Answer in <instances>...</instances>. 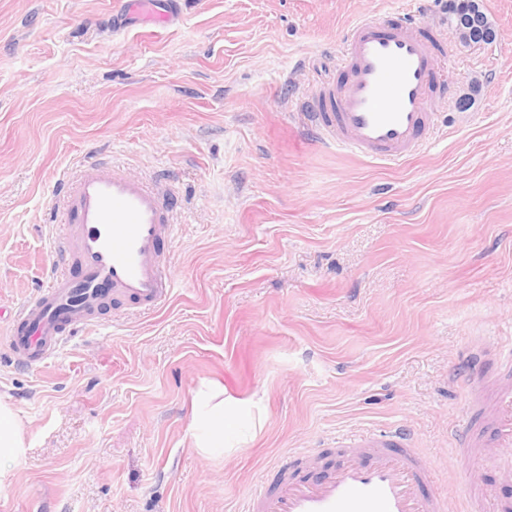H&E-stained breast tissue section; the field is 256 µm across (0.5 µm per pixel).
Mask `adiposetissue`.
I'll list each match as a JSON object with an SVG mask.
<instances>
[{
	"label": "adipose tissue",
	"mask_w": 512,
	"mask_h": 512,
	"mask_svg": "<svg viewBox=\"0 0 512 512\" xmlns=\"http://www.w3.org/2000/svg\"><path fill=\"white\" fill-rule=\"evenodd\" d=\"M254 427L250 409L225 397L220 384L203 382L197 386L188 433L201 454L222 457L225 449L238 446ZM26 452L23 424L13 406L0 400V483L10 475L9 464L19 461Z\"/></svg>",
	"instance_id": "adipose-tissue-1"
}]
</instances>
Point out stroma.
I'll list each match as a JSON object with an SVG mask.
<instances>
[{
    "label": "stroma",
    "mask_w": 512,
    "mask_h": 512,
    "mask_svg": "<svg viewBox=\"0 0 512 512\" xmlns=\"http://www.w3.org/2000/svg\"><path fill=\"white\" fill-rule=\"evenodd\" d=\"M0 0V309L45 281L62 175L98 154L173 184L176 288L110 311L0 398L27 454L0 512H241L289 452L404 425L447 458L472 350L512 337V0L464 47L448 0ZM422 14L445 38L429 144L400 162L337 152L303 103L342 80L363 17ZM204 380L263 399L262 427L191 448ZM131 6L130 10L139 12L142 14H146L150 17L152 24L155 26H165L169 25L172 20V14L167 10L158 11L157 1L160 0H135Z\"/></svg>",
    "instance_id": "obj_1"
}]
</instances>
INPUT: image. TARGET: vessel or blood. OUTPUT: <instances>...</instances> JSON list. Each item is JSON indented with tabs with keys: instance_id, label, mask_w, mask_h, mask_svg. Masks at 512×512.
Listing matches in <instances>:
<instances>
[{
	"instance_id": "vessel-or-blood-1",
	"label": "vessel or blood",
	"mask_w": 512,
	"mask_h": 512,
	"mask_svg": "<svg viewBox=\"0 0 512 512\" xmlns=\"http://www.w3.org/2000/svg\"><path fill=\"white\" fill-rule=\"evenodd\" d=\"M132 11L165 26L173 17L157 0ZM346 85L321 87L307 106L319 141L384 161L420 150L434 115L440 42L410 17L362 18L344 36ZM167 178L148 181L103 159L83 164L59 190L64 228L52 250L54 273L15 311L9 349L27 367L44 364L80 332L99 326L108 306L157 308L175 288L170 247L179 227ZM469 419L440 467L404 426L368 431L289 453L246 500L244 512H512V499L491 496L476 465L485 446L512 448V342L465 373ZM463 489L462 503L437 490L441 477Z\"/></svg>"
}]
</instances>
